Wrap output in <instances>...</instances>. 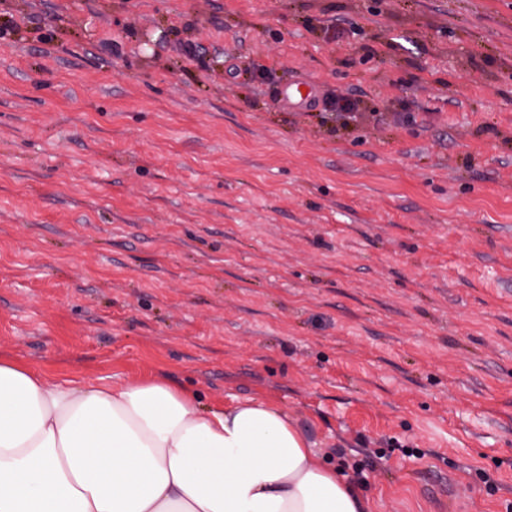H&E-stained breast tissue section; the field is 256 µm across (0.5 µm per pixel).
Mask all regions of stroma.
Here are the masks:
<instances>
[{
  "mask_svg": "<svg viewBox=\"0 0 512 512\" xmlns=\"http://www.w3.org/2000/svg\"><path fill=\"white\" fill-rule=\"evenodd\" d=\"M17 20L1 355L266 400L376 512H512V0H0ZM299 79L320 105H274Z\"/></svg>",
  "mask_w": 512,
  "mask_h": 512,
  "instance_id": "35a3bbf8",
  "label": "stroma"
}]
</instances>
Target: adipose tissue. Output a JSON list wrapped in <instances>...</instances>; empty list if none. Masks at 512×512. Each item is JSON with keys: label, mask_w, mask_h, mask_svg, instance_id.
Returning a JSON list of instances; mask_svg holds the SVG:
<instances>
[{"label": "adipose tissue", "mask_w": 512, "mask_h": 512, "mask_svg": "<svg viewBox=\"0 0 512 512\" xmlns=\"http://www.w3.org/2000/svg\"><path fill=\"white\" fill-rule=\"evenodd\" d=\"M286 411L0 355V512H371Z\"/></svg>", "instance_id": "adipose-tissue-1"}]
</instances>
